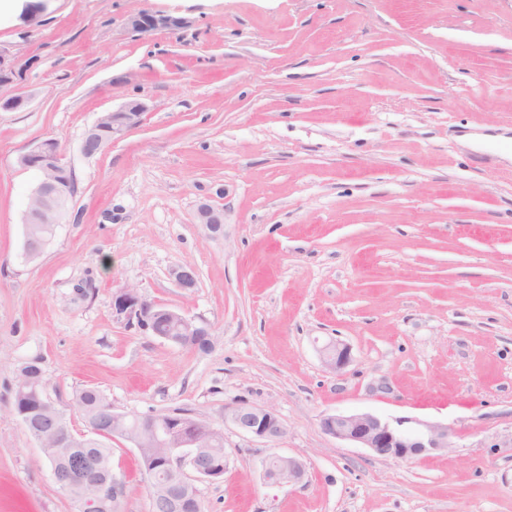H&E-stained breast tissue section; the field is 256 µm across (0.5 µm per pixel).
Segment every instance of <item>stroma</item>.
<instances>
[{
	"mask_svg": "<svg viewBox=\"0 0 512 512\" xmlns=\"http://www.w3.org/2000/svg\"><path fill=\"white\" fill-rule=\"evenodd\" d=\"M185 18L129 31L138 12ZM17 72L0 95V512H77L17 419L18 368L37 359L76 431L75 392L115 411L174 408L221 426L226 468L205 512H512V0H48L39 24L0 17ZM138 100L136 128L81 151L103 113ZM53 139L76 192L55 237L22 258ZM224 212L209 238L197 207ZM193 266L185 291L172 268ZM207 322L197 353L128 325L112 296ZM351 348L342 371L318 348ZM275 409L278 445L224 422ZM416 416L448 451L383 459L325 435L323 415ZM120 512H149L137 453L112 440ZM307 467L261 474L270 452ZM261 471L266 481L296 484L304 479L306 468L298 458L274 453L261 461Z\"/></svg>",
	"mask_w": 512,
	"mask_h": 512,
	"instance_id": "obj_1",
	"label": "stroma"
}]
</instances>
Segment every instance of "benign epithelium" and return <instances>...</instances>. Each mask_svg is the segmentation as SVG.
<instances>
[{"label":"benign epithelium","instance_id":"obj_1","mask_svg":"<svg viewBox=\"0 0 512 512\" xmlns=\"http://www.w3.org/2000/svg\"><path fill=\"white\" fill-rule=\"evenodd\" d=\"M45 9L46 0H28L24 22L40 23ZM184 25L182 18L148 12L132 14L126 19V27L138 33L177 30ZM15 75L11 56L0 49V87L13 84ZM29 103L30 97L25 94L0 97V111L24 109ZM144 111L142 102L131 101L117 111L98 117L84 134L82 153H98L111 146L116 137L140 124ZM19 163L39 174L23 215L24 256L34 260L44 249L38 235L39 225H57L67 213L70 197L63 183L68 181L72 170L62 162L58 144L52 139L36 144ZM197 219L210 238L224 237V211L202 203L197 209ZM170 275L185 291L196 287L197 277L190 266L179 265ZM112 309L117 316L136 322L146 331H153L155 318L162 315L184 334L212 335L206 322L188 318L173 309L160 310L134 288L119 289L113 295ZM320 355L323 363L336 371L352 360L351 348L339 341L325 344ZM26 386L40 399L39 431L34 440L47 461L56 488L68 492L80 512H106L108 505L119 504L126 484L113 472L111 455L78 454L77 447L86 435L66 426L62 413L36 377H30ZM110 419L112 422L105 426L93 428L95 442L122 438L133 443L138 457L147 462L145 473L149 476L148 498L153 512H199L202 501L193 479L216 481L224 477V455L216 452L224 445L223 432L214 423L188 413L172 417L153 415L133 422L126 414L113 412ZM224 421L242 434L268 442H277L287 433L279 415L262 406L245 403L227 406ZM320 427L324 434L366 448L380 458H424L448 450L449 445L448 426L410 416L372 412L326 414L320 419ZM261 471L269 482L296 484L304 479L306 468L298 458L274 453L261 461Z\"/></svg>","mask_w":512,"mask_h":512}]
</instances>
